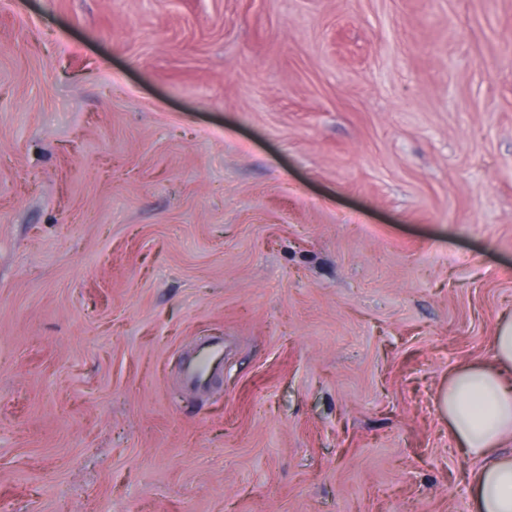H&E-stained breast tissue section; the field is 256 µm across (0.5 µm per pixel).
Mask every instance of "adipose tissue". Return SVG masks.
Instances as JSON below:
<instances>
[{"mask_svg":"<svg viewBox=\"0 0 512 512\" xmlns=\"http://www.w3.org/2000/svg\"><path fill=\"white\" fill-rule=\"evenodd\" d=\"M494 362L457 367L442 394L448 427L482 462L469 478L475 512H512V319L493 338Z\"/></svg>","mask_w":512,"mask_h":512,"instance_id":"1","label":"adipose tissue"}]
</instances>
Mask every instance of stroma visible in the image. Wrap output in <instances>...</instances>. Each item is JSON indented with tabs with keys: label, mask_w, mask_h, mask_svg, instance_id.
Masks as SVG:
<instances>
[{
	"label": "stroma",
	"mask_w": 512,
	"mask_h": 512,
	"mask_svg": "<svg viewBox=\"0 0 512 512\" xmlns=\"http://www.w3.org/2000/svg\"><path fill=\"white\" fill-rule=\"evenodd\" d=\"M509 315L512 0H0V512H474ZM494 364L457 367L441 409L458 445L481 467L469 478L475 512H512V319L493 337ZM224 363V340H217L200 347L195 362L188 369L185 381L193 386H203L210 373Z\"/></svg>",
	"instance_id": "1"
}]
</instances>
